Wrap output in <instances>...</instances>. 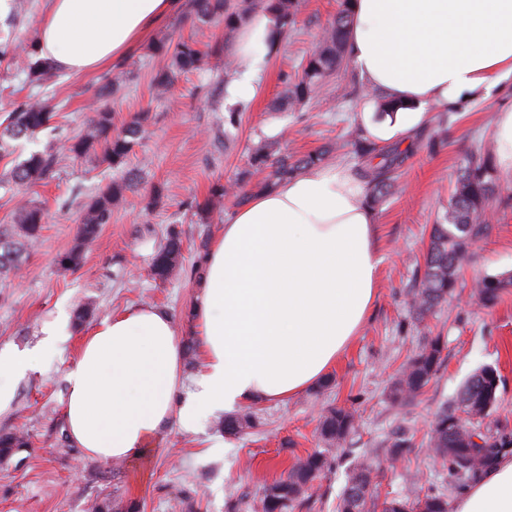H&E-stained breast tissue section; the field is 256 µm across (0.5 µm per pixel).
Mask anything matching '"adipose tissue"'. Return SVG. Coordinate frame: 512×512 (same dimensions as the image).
Listing matches in <instances>:
<instances>
[{"instance_id": "ef3b65f1", "label": "adipose tissue", "mask_w": 512, "mask_h": 512, "mask_svg": "<svg viewBox=\"0 0 512 512\" xmlns=\"http://www.w3.org/2000/svg\"><path fill=\"white\" fill-rule=\"evenodd\" d=\"M183 0H48L34 41L42 65L71 75L126 56ZM271 17L240 30L237 55L255 68ZM347 48L367 92L398 103L365 119L376 141L408 145L434 106L485 98L512 75V0H354ZM497 174L512 185V108L497 112ZM380 260L363 179L339 162L315 166L252 195L224 224L186 310L202 370L181 371L174 321L152 305L84 331L66 373L63 418L71 442L102 461L139 458L171 424L243 403L282 402L323 382L375 305ZM39 347L0 348V414L40 354L65 341L63 322ZM451 512H512V456L480 474Z\"/></svg>"}]
</instances>
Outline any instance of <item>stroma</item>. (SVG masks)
I'll use <instances>...</instances> for the list:
<instances>
[{
	"instance_id": "1",
	"label": "stroma",
	"mask_w": 512,
	"mask_h": 512,
	"mask_svg": "<svg viewBox=\"0 0 512 512\" xmlns=\"http://www.w3.org/2000/svg\"><path fill=\"white\" fill-rule=\"evenodd\" d=\"M337 11V0H300L296 23L257 64L251 77L208 65L178 77L170 91L155 97L151 81L165 60L140 44L108 68L57 77L33 88L25 74L0 64V122L13 103L30 94L51 98L59 112L54 127L32 140H15L0 158V170L23 161L34 151H62L67 138L84 129L86 104L112 78L120 87L105 106L115 125L147 113L145 133L134 145L125 169L136 186L111 223L102 225L80 269L66 270L61 257L72 247L82 205L116 178L115 170L85 160L63 159L52 178L29 189L42 202L46 224L40 244L30 252L19 276L0 277V347H36L47 324L66 317L69 337L41 357L38 372L17 386L12 409L0 415V433L26 436L30 445L0 462V512H90L110 498L112 512H258L266 485L278 480L296 458L328 449L332 467L314 484L311 498L297 512H336L351 465L370 455L380 495L415 498L441 482L440 470L427 450L429 422L451 400L478 367H498L501 403L512 414V290L491 308L471 296L473 281L487 273L512 270V186L502 185L493 203L491 232L480 241L462 273L453 298L423 323H416L408 292L416 262L422 261L431 226L444 214L462 159L491 141L494 116L512 108V76L493 88L488 99H469L447 109H432L419 135L420 147L401 168L402 193L390 196L375 211L379 288L375 307L329 374V384L279 403H254L259 421L240 436L218 431L206 420L195 433L171 424L149 456L103 462L85 456L71 443L62 410L65 372L75 356L82 329L76 309L91 301L97 318L142 305L167 310L182 343L194 335L186 304L201 275V260L225 220L237 207L235 198L222 209L201 206L214 181H231L247 166L254 147L279 140L285 151L304 154L343 140L362 115L374 111L371 98L345 96L358 85L351 64L332 74L315 99L296 110L282 106L289 81L315 47L322 29ZM195 39L213 57L236 52V38H225L222 26L193 21L189 10L169 18L153 41ZM249 89H241L242 81ZM236 113V125L224 118ZM443 145L431 148V137ZM162 187L160 202L152 190ZM180 231L183 266L168 281L152 279L149 266L169 230ZM443 336L445 363L425 393L405 408L387 396L390 378L416 351L425 333ZM354 407L358 429L339 448H326L318 431L321 413L331 407ZM410 427L414 446L396 464L386 460V438L396 424Z\"/></svg>"
}]
</instances>
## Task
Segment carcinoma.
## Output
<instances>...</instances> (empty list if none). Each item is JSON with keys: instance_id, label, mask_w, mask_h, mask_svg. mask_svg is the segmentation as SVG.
Here are the masks:
<instances>
[{"instance_id": "1", "label": "carcinoma", "mask_w": 512, "mask_h": 512, "mask_svg": "<svg viewBox=\"0 0 512 512\" xmlns=\"http://www.w3.org/2000/svg\"><path fill=\"white\" fill-rule=\"evenodd\" d=\"M352 2L339 0L336 17L323 29L301 76L289 83V108L305 106L324 80L343 63ZM191 7L196 20L224 25V34L229 38L246 20L251 0H240L235 8L229 7L227 0H191ZM266 9L273 22L271 38L275 40L287 34L296 23L299 0H266ZM153 51L168 58L166 68L156 73L152 80L158 97L169 91L178 75L199 69L208 59V52L189 39L175 44L161 41ZM3 62L25 73L32 84L45 86L54 81L55 74L35 59V51L30 45L10 38L0 40V64ZM116 87L115 81L99 87L93 115L85 129L64 145L69 156L92 158L114 169L125 164L132 145L144 132L143 118L137 116L120 129H113L112 113L102 107L101 100L111 96ZM55 109L49 100L36 96L15 104L0 135V157L9 147L8 140L30 139L51 127L56 117ZM276 145L275 141H266L256 146L250 157L252 168L268 170L263 179L254 182L252 172L245 170L233 183L224 184L218 180L211 185L204 208L214 210L221 207L228 195L243 203L251 196V191H270L306 168L326 164L339 150V147L330 145L296 157L279 154ZM347 145L356 157L365 162L361 176L366 186V202L374 208L395 192L398 169L411 150H402L397 145L381 148L369 140L360 127L350 132ZM493 155V145L484 143L466 156L448 210L432 226L424 262L416 269L415 288L409 300L414 320L418 322L424 321L454 296L461 270L472 261L477 243L490 234L492 201L500 192ZM57 162V156L51 152H33L21 163L3 169L0 184L30 188L45 181ZM134 186L129 177L114 179L83 205L77 244L61 258L62 265L73 269L81 267L84 252L97 238L100 226L112 221V212L124 205L127 192ZM45 217V210L39 202L24 195L18 198L14 207V224L0 230V275H16L21 271L29 251L41 241ZM182 255V239L175 233L168 234L153 258V278L165 281L171 277ZM511 288V271L487 273L475 281L472 296L480 305L492 307ZM444 351L442 336L424 337L418 350L390 380L388 396L394 405L404 408L423 394L445 362ZM502 384L496 367H479L429 422L427 447L429 454L440 464L443 475L441 487L431 486L414 499H382L377 492L373 465L364 457L348 473L336 503V512H448L450 496L461 493L500 457L512 454V421L500 413ZM254 425L252 412L245 411L219 422L218 429L236 436ZM356 427L357 413L354 409L330 408L320 416L318 430L323 441L340 447ZM412 445L413 434L403 424H397L390 432L389 463L400 460ZM28 446L29 441L23 435L1 433L0 459ZM328 468V458L322 452L315 451L297 458L285 476L264 489L260 499L261 512H288L302 506L313 483Z\"/></svg>"}]
</instances>
